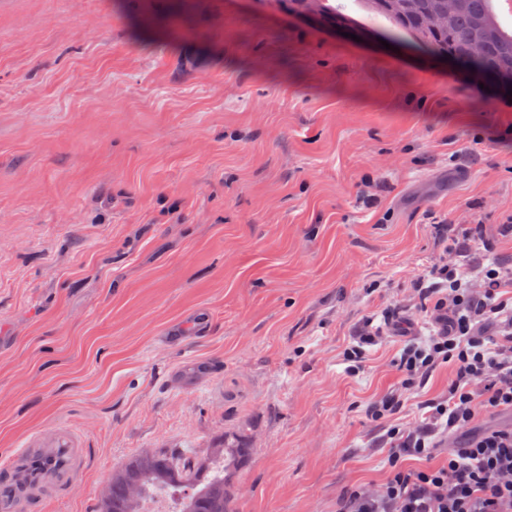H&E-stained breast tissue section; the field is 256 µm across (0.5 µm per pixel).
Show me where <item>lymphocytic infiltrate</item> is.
<instances>
[{
	"instance_id": "lymphocytic-infiltrate-1",
	"label": "lymphocytic infiltrate",
	"mask_w": 512,
	"mask_h": 512,
	"mask_svg": "<svg viewBox=\"0 0 512 512\" xmlns=\"http://www.w3.org/2000/svg\"><path fill=\"white\" fill-rule=\"evenodd\" d=\"M480 240L443 252L411 290L432 324L396 361L400 380L368 403L370 420L386 424L380 439L389 474L378 485L342 495L336 512H512V428L488 429L449 453L438 467L409 468L407 456L430 457L438 438L458 433L488 410H512V304L498 296L512 285V266L473 262ZM453 363L446 394L426 400L421 423L391 419L441 365Z\"/></svg>"
}]
</instances>
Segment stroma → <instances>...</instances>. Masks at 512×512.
I'll list each match as a JSON object with an SVG mask.
<instances>
[{
	"label": "stroma",
	"mask_w": 512,
	"mask_h": 512,
	"mask_svg": "<svg viewBox=\"0 0 512 512\" xmlns=\"http://www.w3.org/2000/svg\"><path fill=\"white\" fill-rule=\"evenodd\" d=\"M275 2L0 0V459L52 426L88 457L46 512L223 444L236 512H336L388 474L364 410L443 225L512 263V98L355 0L358 41ZM373 320L368 319L363 326L359 329L356 336L353 338V343L345 352V360L347 362H353L354 365L349 366L351 372H355L359 369V365L365 358L364 346H371L377 344L380 339V333L377 329L372 330L371 325ZM356 343V344H355Z\"/></svg>",
	"instance_id": "obj_1"
}]
</instances>
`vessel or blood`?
Wrapping results in <instances>:
<instances>
[{
	"label": "vessel or blood",
	"mask_w": 512,
	"mask_h": 512,
	"mask_svg": "<svg viewBox=\"0 0 512 512\" xmlns=\"http://www.w3.org/2000/svg\"><path fill=\"white\" fill-rule=\"evenodd\" d=\"M28 468L42 467L37 479L19 478L11 462L0 463V512H45L49 498L71 496L83 450L65 428L37 430L19 453Z\"/></svg>",
	"instance_id": "obj_1"
}]
</instances>
